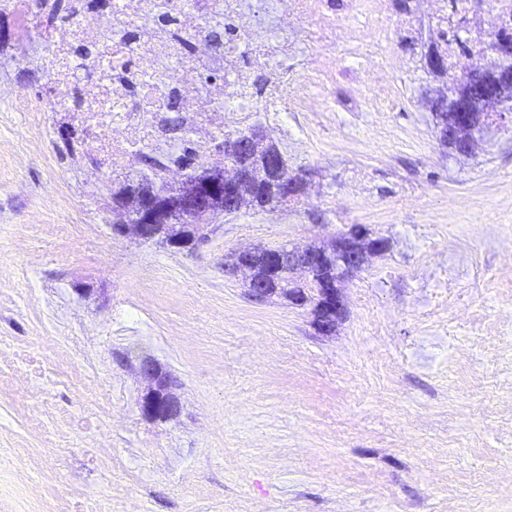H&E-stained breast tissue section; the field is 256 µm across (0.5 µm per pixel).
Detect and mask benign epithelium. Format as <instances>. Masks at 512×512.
<instances>
[{
    "mask_svg": "<svg viewBox=\"0 0 512 512\" xmlns=\"http://www.w3.org/2000/svg\"><path fill=\"white\" fill-rule=\"evenodd\" d=\"M512 59V41L496 42L490 56L478 68L461 74H448L433 45L425 52L429 72L442 86L426 95L428 107L434 112L437 138L461 156L472 154L477 136L470 108L477 103L485 111L502 112L504 93L512 88V69L502 62ZM224 157L219 166L198 165L197 178L189 177L176 184L147 181L116 202V219L112 225L118 234H131L144 242L188 253L195 252L205 241L203 222L226 211L233 213L249 204L254 187L271 185L273 193L282 198L300 194L309 184V173L298 171L285 180L278 177L284 168L283 156L265 136L255 129L247 139H224L218 145ZM248 154L256 163L245 165L240 157ZM190 213L194 224H183L178 215ZM385 240L370 238L358 226L321 245L304 248L284 245L267 253L263 247L238 251L230 263L231 273L247 274V291L251 298L265 301L278 294V289L255 273L254 258L269 255L271 269L288 282L299 273L309 280L319 269L331 270L332 278L312 289L317 296L313 308L318 332L330 336L336 332V321L345 310L342 284L359 272L380 252ZM139 373L147 382L141 398L143 414L156 421H167L179 412L180 405L172 392V378L152 360L140 363Z\"/></svg>",
    "mask_w": 512,
    "mask_h": 512,
    "instance_id": "7a95c632",
    "label": "benign epithelium"
}]
</instances>
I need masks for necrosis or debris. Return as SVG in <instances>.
Listing matches in <instances>:
<instances>
[{
  "instance_id": "4bbe7bcc",
  "label": "necrosis or debris",
  "mask_w": 512,
  "mask_h": 512,
  "mask_svg": "<svg viewBox=\"0 0 512 512\" xmlns=\"http://www.w3.org/2000/svg\"><path fill=\"white\" fill-rule=\"evenodd\" d=\"M52 5L0 0V14L20 26L9 61H52L48 100L26 109L79 111L91 148L89 182L100 160L129 178L147 153L158 177L178 179L182 151L211 154L225 130L244 126L259 106L280 130L288 113L326 111L337 60L369 65L379 101L409 73L408 60L381 55L364 36L368 26L390 25L385 0H110L103 11L71 0L69 18L54 25L46 19ZM417 5L449 30L462 16L479 34L488 9L512 25V0Z\"/></svg>"
}]
</instances>
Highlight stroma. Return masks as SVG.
Here are the masks:
<instances>
[{
    "label": "stroma",
    "instance_id": "35a3bbf8",
    "mask_svg": "<svg viewBox=\"0 0 512 512\" xmlns=\"http://www.w3.org/2000/svg\"><path fill=\"white\" fill-rule=\"evenodd\" d=\"M372 28L384 52L436 38V19L388 0ZM411 24L410 38L396 26ZM362 72L345 60L340 112L301 113L269 137L298 199L211 219L196 254L112 232L108 169L85 184L83 139L65 147L59 114L40 129L20 102L46 95L50 67L1 68L0 333L33 359L69 349L93 393L56 390L31 432L19 413L38 390L0 391V502L51 512H512V112L492 115L471 156L437 140L422 61L392 110L350 100ZM25 157L17 167V157ZM365 228L386 251L345 281V312L321 335L310 306L253 301L224 261L252 245H318ZM41 265L27 273L30 253ZM150 358L180 410L146 419ZM112 442L97 458L96 439ZM39 449L52 480L19 483Z\"/></svg>",
    "mask_w": 512,
    "mask_h": 512
}]
</instances>
